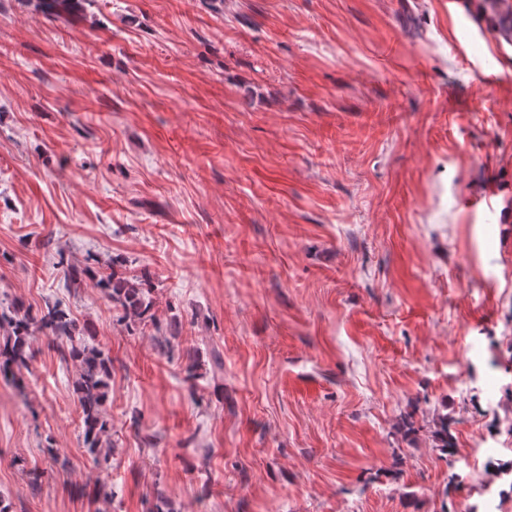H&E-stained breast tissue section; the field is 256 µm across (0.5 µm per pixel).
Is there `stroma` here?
I'll list each match as a JSON object with an SVG mask.
<instances>
[{
  "mask_svg": "<svg viewBox=\"0 0 512 512\" xmlns=\"http://www.w3.org/2000/svg\"><path fill=\"white\" fill-rule=\"evenodd\" d=\"M476 12L0 0V300L113 360L105 461L46 338L0 380L11 512H512V41ZM62 253L148 270L155 322ZM83 1L87 0H35L36 11L57 18L69 16L80 10Z\"/></svg>",
  "mask_w": 512,
  "mask_h": 512,
  "instance_id": "obj_1",
  "label": "stroma"
}]
</instances>
